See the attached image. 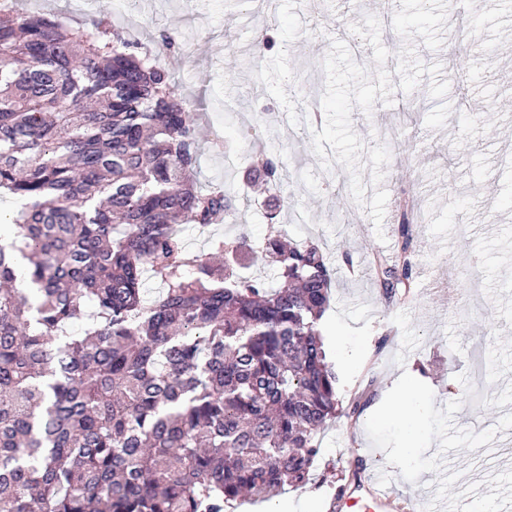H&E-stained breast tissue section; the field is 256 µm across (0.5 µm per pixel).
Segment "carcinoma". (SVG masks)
<instances>
[{
	"label": "carcinoma",
	"mask_w": 512,
	"mask_h": 512,
	"mask_svg": "<svg viewBox=\"0 0 512 512\" xmlns=\"http://www.w3.org/2000/svg\"><path fill=\"white\" fill-rule=\"evenodd\" d=\"M101 16L93 30L0 7V512H225L307 484L342 375L320 320L334 275L270 233L187 249L180 225L232 220L194 185L197 114L162 55ZM247 175L280 186L270 156ZM412 204L383 295L414 284ZM262 259L276 281L242 273ZM161 291L143 295L145 273ZM82 318L84 334L67 323Z\"/></svg>",
	"instance_id": "1"
}]
</instances>
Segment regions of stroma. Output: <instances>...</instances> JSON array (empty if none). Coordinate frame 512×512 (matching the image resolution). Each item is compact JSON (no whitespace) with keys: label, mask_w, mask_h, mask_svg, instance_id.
Here are the masks:
<instances>
[{"label":"stroma","mask_w":512,"mask_h":512,"mask_svg":"<svg viewBox=\"0 0 512 512\" xmlns=\"http://www.w3.org/2000/svg\"><path fill=\"white\" fill-rule=\"evenodd\" d=\"M141 42L177 36L180 53L165 57L178 94L197 112L199 183L223 181L241 198L238 223L217 236L268 233L281 211L293 241L317 244L334 269L322 320L325 348L343 373L340 407L361 381L374 379L381 404L403 373L434 391L435 408L463 406L453 424L496 429L482 451L453 449L443 467L459 472L453 492L512 469V434L497 430L512 404L489 405L512 384V0H275L272 9H243L238 0H139ZM468 33L448 43L452 11ZM273 43L265 62L252 54L262 31ZM481 99L484 111L469 108ZM265 120L261 140L241 139L240 122ZM221 135L235 167L211 148ZM412 143L397 162L391 139ZM279 161L283 181L264 191L243 181L254 151ZM336 171V195L323 192ZM417 198L425 220L414 238L410 296L386 299L373 284L368 255L395 245L399 192ZM351 255L353 267L342 258ZM384 352H377L380 339ZM466 375L460 384L458 375ZM486 403L465 402L466 387ZM309 483L269 502L241 500L232 512H339L359 484L381 476L387 512H423L438 485L433 472L410 483L372 447L364 421L338 416L321 433Z\"/></svg>","instance_id":"35a3bbf8"}]
</instances>
